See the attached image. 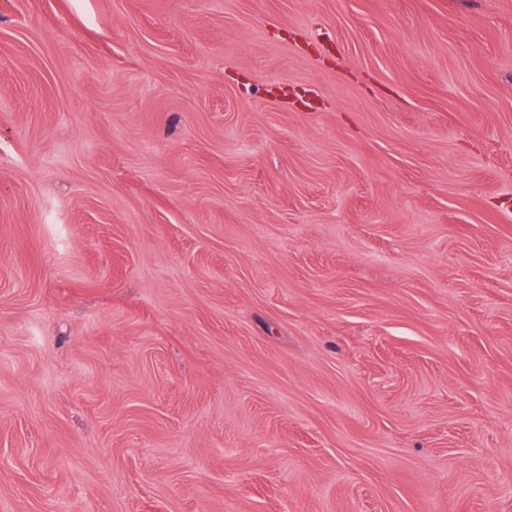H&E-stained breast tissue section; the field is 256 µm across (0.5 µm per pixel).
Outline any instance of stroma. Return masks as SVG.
Segmentation results:
<instances>
[{
	"instance_id": "stroma-1",
	"label": "stroma",
	"mask_w": 512,
	"mask_h": 512,
	"mask_svg": "<svg viewBox=\"0 0 512 512\" xmlns=\"http://www.w3.org/2000/svg\"><path fill=\"white\" fill-rule=\"evenodd\" d=\"M0 512H512V0H0Z\"/></svg>"
}]
</instances>
